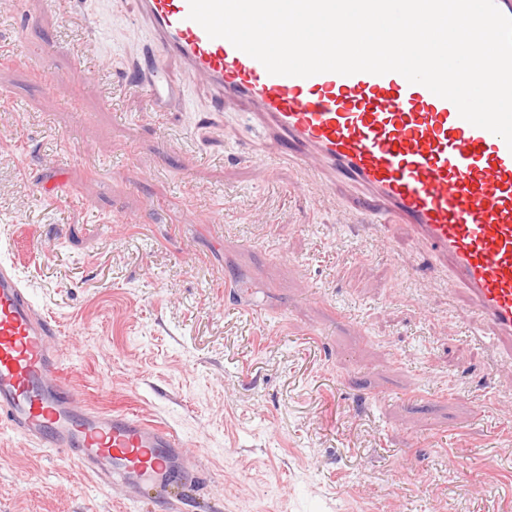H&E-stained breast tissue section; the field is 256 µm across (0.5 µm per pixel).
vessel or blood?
<instances>
[{"instance_id":"obj_1","label":"vessel or blood","mask_w":512,"mask_h":512,"mask_svg":"<svg viewBox=\"0 0 512 512\" xmlns=\"http://www.w3.org/2000/svg\"><path fill=\"white\" fill-rule=\"evenodd\" d=\"M133 2L159 52L139 85L151 103L171 87L166 55L186 78L244 106L272 144L256 157L260 168L286 161L321 195L343 182L372 202L367 212L337 208L338 223L406 225L449 293L469 299L472 336L495 365L512 363V149L501 137L401 74L272 75L228 40L209 38L189 19L188 0ZM67 354L56 325L0 261V427L70 455L132 502L195 472L171 429L85 408L63 369Z\"/></svg>"}]
</instances>
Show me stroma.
Wrapping results in <instances>:
<instances>
[{
    "label": "stroma",
    "instance_id": "35a3bbf8",
    "mask_svg": "<svg viewBox=\"0 0 512 512\" xmlns=\"http://www.w3.org/2000/svg\"><path fill=\"white\" fill-rule=\"evenodd\" d=\"M147 39L132 0H0V259L76 337L83 405L202 469L135 505L0 429V512H512V370L463 339L469 301L405 226L337 223L343 188L259 175L269 141L177 61L151 106Z\"/></svg>",
    "mask_w": 512,
    "mask_h": 512
}]
</instances>
